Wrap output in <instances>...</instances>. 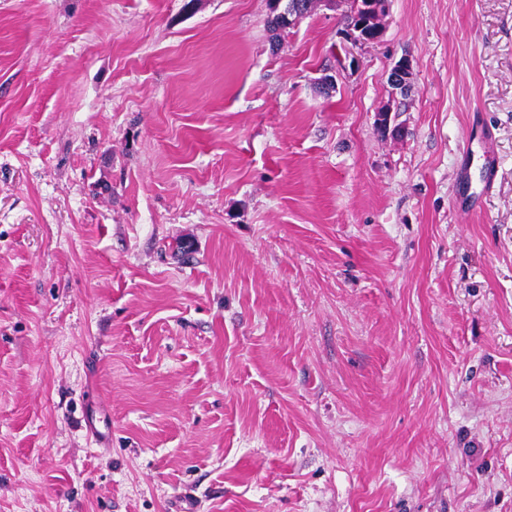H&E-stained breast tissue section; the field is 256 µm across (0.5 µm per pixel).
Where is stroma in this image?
<instances>
[{
	"mask_svg": "<svg viewBox=\"0 0 512 512\" xmlns=\"http://www.w3.org/2000/svg\"><path fill=\"white\" fill-rule=\"evenodd\" d=\"M344 14L0 0V512H512V0ZM350 15L347 16L348 22L351 20L356 21L350 25L349 40L354 45L369 44L377 41L381 36L379 28L373 30L374 37H371L370 30L367 28L370 22H375L376 19L383 13L386 0H368V6L365 9V14L362 19L356 18L353 14L359 15L360 6L363 0H350ZM413 64L408 57L396 61L390 69L388 83L393 91H407L413 81Z\"/></svg>",
	"mask_w": 512,
	"mask_h": 512,
	"instance_id": "stroma-1",
	"label": "stroma"
}]
</instances>
